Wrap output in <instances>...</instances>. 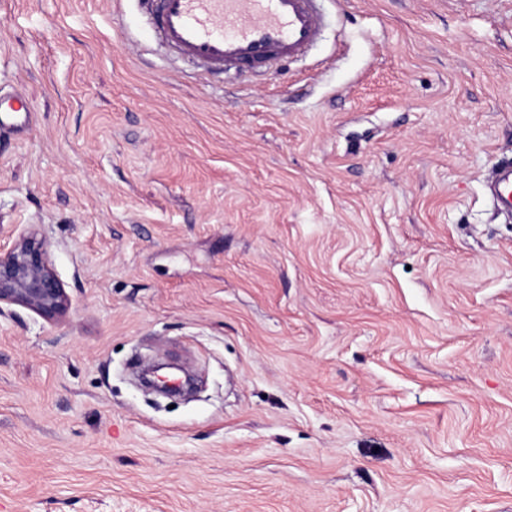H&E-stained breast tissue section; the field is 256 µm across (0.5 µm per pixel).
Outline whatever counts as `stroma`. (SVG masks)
<instances>
[{
    "instance_id": "35a3bbf8",
    "label": "stroma",
    "mask_w": 512,
    "mask_h": 512,
    "mask_svg": "<svg viewBox=\"0 0 512 512\" xmlns=\"http://www.w3.org/2000/svg\"><path fill=\"white\" fill-rule=\"evenodd\" d=\"M323 7L208 74L139 0H0V246L71 298L0 307V512H512V0ZM487 188L498 210L512 213V163L510 161L498 166ZM19 305L53 319L69 311L71 300L49 258L47 243L21 232L6 250L0 247V307ZM165 369H175V367H173V364H147L144 366L138 376L140 385L158 394L164 396H173L172 394L168 393V391L163 386V383L161 382L163 377L159 375V372Z\"/></svg>"
}]
</instances>
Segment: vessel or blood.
<instances>
[{"label": "vessel or blood", "mask_w": 512, "mask_h": 512, "mask_svg": "<svg viewBox=\"0 0 512 512\" xmlns=\"http://www.w3.org/2000/svg\"><path fill=\"white\" fill-rule=\"evenodd\" d=\"M156 34L209 70L264 67L304 55L322 27L318 0H144ZM498 210L512 213V163L487 185Z\"/></svg>", "instance_id": "obj_1"}]
</instances>
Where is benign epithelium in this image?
Masks as SVG:
<instances>
[{
  "label": "benign epithelium",
  "mask_w": 512,
  "mask_h": 512,
  "mask_svg": "<svg viewBox=\"0 0 512 512\" xmlns=\"http://www.w3.org/2000/svg\"><path fill=\"white\" fill-rule=\"evenodd\" d=\"M19 305L48 319L69 311L71 300L49 258L47 243L34 233L21 232L11 246L0 249V305ZM171 364L151 363L139 374L140 385L161 395L168 391L159 372Z\"/></svg>",
  "instance_id": "1"
}]
</instances>
